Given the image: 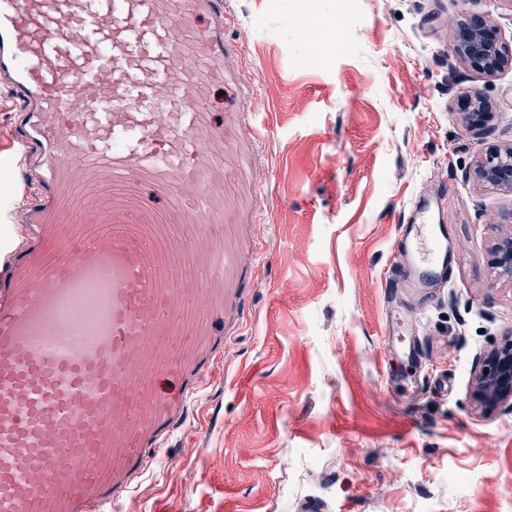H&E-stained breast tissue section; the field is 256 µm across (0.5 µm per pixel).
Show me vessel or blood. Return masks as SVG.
Returning a JSON list of instances; mask_svg holds the SVG:
<instances>
[{
    "label": "vessel or blood",
    "mask_w": 512,
    "mask_h": 512,
    "mask_svg": "<svg viewBox=\"0 0 512 512\" xmlns=\"http://www.w3.org/2000/svg\"><path fill=\"white\" fill-rule=\"evenodd\" d=\"M225 0H0L29 194L0 250V512H115L189 417L255 286L228 188L270 132L224 75ZM418 201L391 289L448 272Z\"/></svg>",
    "instance_id": "vessel-or-blood-1"
}]
</instances>
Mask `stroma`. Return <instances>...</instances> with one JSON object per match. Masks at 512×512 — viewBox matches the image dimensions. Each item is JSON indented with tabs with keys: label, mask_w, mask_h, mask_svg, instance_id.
Masks as SVG:
<instances>
[{
	"label": "stroma",
	"mask_w": 512,
	"mask_h": 512,
	"mask_svg": "<svg viewBox=\"0 0 512 512\" xmlns=\"http://www.w3.org/2000/svg\"><path fill=\"white\" fill-rule=\"evenodd\" d=\"M229 70L272 132L251 181L268 244L247 322L185 427L123 512H512V404L471 398L483 353L512 337V192L476 179L512 144V65L460 60L455 24L481 15L512 46V0H229ZM477 93L484 130L461 117ZM440 195L448 284L388 304L392 243ZM415 355L386 348L388 318ZM492 254L495 267L512 278V237L498 241L493 247Z\"/></svg>",
	"instance_id": "obj_1"
}]
</instances>
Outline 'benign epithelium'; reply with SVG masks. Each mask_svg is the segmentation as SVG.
<instances>
[{
  "instance_id": "benign-epithelium-1",
  "label": "benign epithelium",
  "mask_w": 512,
  "mask_h": 512,
  "mask_svg": "<svg viewBox=\"0 0 512 512\" xmlns=\"http://www.w3.org/2000/svg\"><path fill=\"white\" fill-rule=\"evenodd\" d=\"M458 39L454 53L493 73L512 61V51L500 42L492 25L481 16L456 22ZM473 111L465 113L466 123L479 124L489 103L479 95L470 97ZM478 179L488 188L512 191V146L489 154L476 165ZM493 263L501 272L512 276V237L498 241L492 250ZM474 399L489 412L512 400V340L490 351L483 371L476 377Z\"/></svg>"
}]
</instances>
